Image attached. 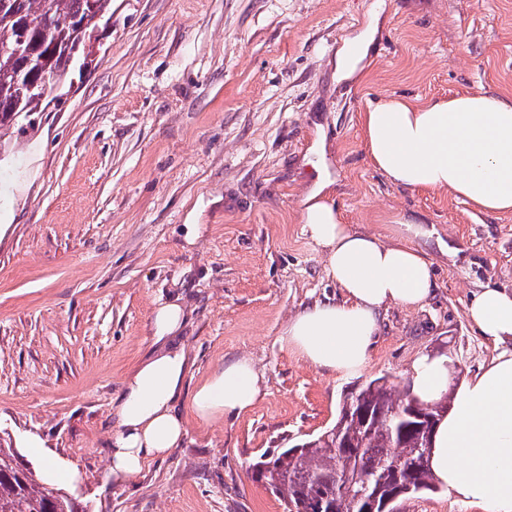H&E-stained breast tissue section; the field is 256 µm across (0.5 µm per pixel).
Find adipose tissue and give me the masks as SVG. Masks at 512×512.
<instances>
[{"mask_svg":"<svg viewBox=\"0 0 512 512\" xmlns=\"http://www.w3.org/2000/svg\"><path fill=\"white\" fill-rule=\"evenodd\" d=\"M363 129L371 163L393 183L419 192L448 190L482 213H512L511 101L481 92L423 106L389 98L364 113ZM302 220L323 249L327 275L342 298L304 309L282 329L280 345L327 372L359 373L379 334L380 309L390 302L421 307L433 295V265L411 244L426 230L405 220L403 242L382 243L341 223L320 189L308 197ZM467 317L498 347L497 356L456 385L452 359L419 355L410 369L411 391L424 402L453 395L430 454L438 483L483 512H512V290L480 288ZM185 320L178 300L159 302L152 318L155 348L122 381L109 449L116 483L134 480L187 433L176 408L189 371L186 350L177 341ZM263 394L262 376L250 360L239 358L199 384L191 406L209 422L247 411Z\"/></svg>","mask_w":512,"mask_h":512,"instance_id":"ef3b65f1","label":"adipose tissue"}]
</instances>
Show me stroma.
I'll list each match as a JSON object with an SVG mask.
<instances>
[{"label":"stroma","instance_id":"1","mask_svg":"<svg viewBox=\"0 0 512 512\" xmlns=\"http://www.w3.org/2000/svg\"><path fill=\"white\" fill-rule=\"evenodd\" d=\"M368 30L362 76H343L339 50ZM100 43L75 92L0 154V437L24 462L70 461L67 489L90 512H284L252 463L332 426L351 388L407 382L422 353L452 357L462 382L497 355L466 308L477 288L512 289V214L394 184L362 116L392 97L511 98L512 0H112ZM321 173L342 223L385 243L397 218L423 224L413 244L435 269L426 306L382 309L351 377L279 342L339 296L301 220ZM174 298L190 386L246 358L264 394L209 424L181 402L183 442L119 485L112 404L151 348L154 307Z\"/></svg>","mask_w":512,"mask_h":512}]
</instances>
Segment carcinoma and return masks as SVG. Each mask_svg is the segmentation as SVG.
<instances>
[{"label":"carcinoma","mask_w":512,"mask_h":512,"mask_svg":"<svg viewBox=\"0 0 512 512\" xmlns=\"http://www.w3.org/2000/svg\"><path fill=\"white\" fill-rule=\"evenodd\" d=\"M94 6L104 20L112 19V0H7L14 24L26 33V52L0 54V138L21 118L48 109L50 100L39 91L19 95L22 81L34 83L47 74L67 82L75 66L89 68L92 51L70 28L50 27L64 17L79 24ZM415 400L410 386L403 390L387 377H377L343 400L333 427L307 442L297 455L284 450L252 466L268 489L284 503L304 512H361L362 499L384 496L410 483L420 486L410 494L435 489L429 459L420 448L418 426L448 412L450 397L422 404V419L410 412ZM404 459L401 468L394 458ZM0 512H84L76 498L40 480L36 471L19 461L9 442L0 443Z\"/></svg>","instance_id":"cac0c4a2"}]
</instances>
